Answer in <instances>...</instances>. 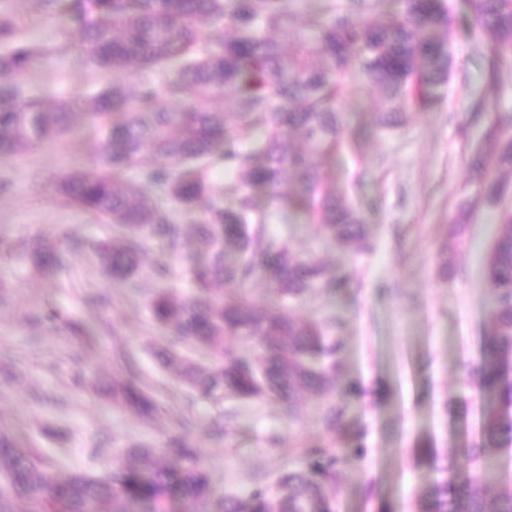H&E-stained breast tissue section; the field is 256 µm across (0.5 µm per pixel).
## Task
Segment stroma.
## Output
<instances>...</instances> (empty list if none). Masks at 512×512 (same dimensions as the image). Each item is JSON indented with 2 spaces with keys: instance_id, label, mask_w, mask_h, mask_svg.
<instances>
[{
  "instance_id": "1",
  "label": "stroma",
  "mask_w": 512,
  "mask_h": 512,
  "mask_svg": "<svg viewBox=\"0 0 512 512\" xmlns=\"http://www.w3.org/2000/svg\"><path fill=\"white\" fill-rule=\"evenodd\" d=\"M450 16L449 79L433 106L401 127L382 132L373 121L376 95L348 89L338 108L344 140L331 160L336 188L360 212L369 249L340 247L317 225L284 223L263 191L266 237L288 241L321 260L333 288L288 303L339 346L336 394L306 399L297 418L274 399H201L164 366L165 331L151 319L155 289L182 299L193 291L183 259L194 246V218L176 213L177 248L151 241L133 281H118L101 264L97 246L115 229L70 204L55 186L62 173L91 167L96 137L86 127L12 157H0V433L35 450L62 473L101 477L125 448L162 447L184 434L222 497H239L307 462L312 448L335 450L341 463L336 512H416V497L435 473L426 453L446 459L452 445L472 440L484 405L475 369L493 324L484 262L503 209L475 211L458 247L457 263L440 267L460 206L475 193L468 171L489 129L485 108L512 113V65L491 71L486 45L470 28L467 0H441ZM21 40L62 43L58 21L37 0H11ZM109 77L67 60L36 64L27 92L54 102L95 94ZM77 241L63 267L35 268L21 242ZM164 258L170 276L155 281ZM61 311L58 326L38 324L46 307ZM136 374L158 412L144 421L112 402L113 382ZM337 410L335 427L326 415Z\"/></svg>"
}]
</instances>
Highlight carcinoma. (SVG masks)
Listing matches in <instances>:
<instances>
[{
	"mask_svg": "<svg viewBox=\"0 0 512 512\" xmlns=\"http://www.w3.org/2000/svg\"><path fill=\"white\" fill-rule=\"evenodd\" d=\"M0 0V156L29 151L63 137L76 120L101 131L91 170L60 175L57 190L79 208L122 228L100 246L115 279L132 278L145 241L173 242L179 232L169 204L196 215L197 250L187 254L194 294L164 291L148 302L153 321L195 345L202 363L183 375L199 394L219 402L273 397L288 416L305 394L335 393L338 346L314 322L282 306L249 300L261 279L279 299H298L327 280L319 262L287 242L264 236L255 219L254 190L264 189L286 213L319 226L339 245L368 247L359 212L336 195L330 158L342 143L338 101L355 80L377 94L374 121L400 127L408 110L426 111L448 76V12L440 0H400L387 15L363 16L330 5L290 30L284 0H38L61 23L82 63L112 76V86L50 105L22 87L47 57L17 38ZM473 34L487 44L492 70L512 64V0H470ZM166 75L163 88L127 79L135 71ZM175 105L169 111L159 94ZM224 97V110L212 107ZM259 137L245 149L236 129ZM512 115H495L485 146L470 159L477 194L502 199L512 180ZM139 170L140 183L123 175ZM40 270L63 265L69 248L41 239L24 244ZM494 298V334L477 370L492 406L480 414V439L454 448L444 477L419 496V512H512V484L499 479L497 458L512 450V212L504 211L484 266ZM112 400L134 414L152 411L133 383H115ZM149 466L120 463L104 478L62 475L31 450L0 435V512H335L329 486L336 452L312 448L308 465L281 478L277 493L214 500L210 474L185 437L156 452L141 448Z\"/></svg>",
	"mask_w": 512,
	"mask_h": 512,
	"instance_id": "carcinoma-1",
	"label": "carcinoma"
}]
</instances>
